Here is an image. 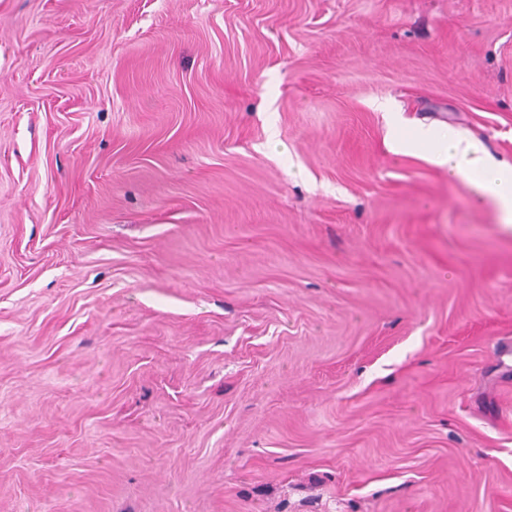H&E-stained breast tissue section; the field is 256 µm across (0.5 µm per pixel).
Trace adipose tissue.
Segmentation results:
<instances>
[{
	"mask_svg": "<svg viewBox=\"0 0 512 512\" xmlns=\"http://www.w3.org/2000/svg\"><path fill=\"white\" fill-rule=\"evenodd\" d=\"M388 113V143L396 154L428 151L434 164L447 168L450 177L468 181L477 200L492 207L501 224L512 228V166H493L483 146L453 129L408 123L392 104Z\"/></svg>",
	"mask_w": 512,
	"mask_h": 512,
	"instance_id": "ef3b65f1",
	"label": "adipose tissue"
}]
</instances>
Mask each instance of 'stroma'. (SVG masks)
Instances as JSON below:
<instances>
[{"label": "stroma", "instance_id": "obj_1", "mask_svg": "<svg viewBox=\"0 0 512 512\" xmlns=\"http://www.w3.org/2000/svg\"><path fill=\"white\" fill-rule=\"evenodd\" d=\"M512 0H0V512H512ZM382 108L388 114V143L394 154L429 150V160L447 167L448 175L469 182L476 199L492 207L500 224L512 228V166H491L483 146L451 128L408 123L391 103ZM441 142L440 148L434 146Z\"/></svg>", "mask_w": 512, "mask_h": 512}]
</instances>
